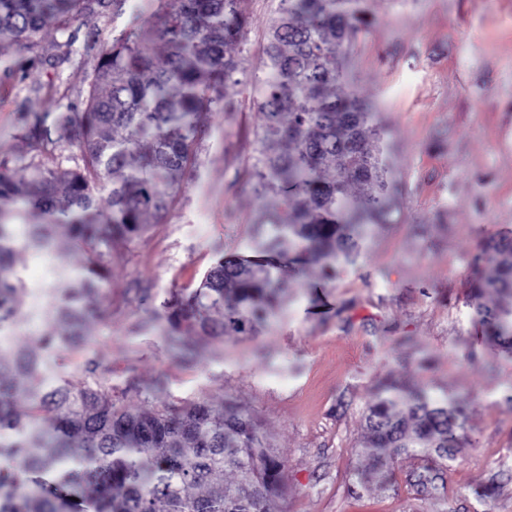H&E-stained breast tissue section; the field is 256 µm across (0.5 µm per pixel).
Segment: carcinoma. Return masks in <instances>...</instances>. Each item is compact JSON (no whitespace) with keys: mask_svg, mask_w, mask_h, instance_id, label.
<instances>
[{"mask_svg":"<svg viewBox=\"0 0 512 512\" xmlns=\"http://www.w3.org/2000/svg\"><path fill=\"white\" fill-rule=\"evenodd\" d=\"M157 24L112 39L88 74L81 112L25 117L38 154L0 161V335L18 327L34 292L21 252L82 249L79 269L58 266L38 347L0 346V512H270L288 490V467L258 420L232 399L128 409L112 370L89 359L81 377L56 376L54 356L88 341L118 241L165 213L195 159L204 112L236 105L223 89L239 72L248 26L242 0H150ZM88 0H0V47L30 50L50 18L85 16ZM361 0H279L257 97L262 123L252 177L264 220L249 261L219 256L195 288L171 292L163 333L222 339L254 332L286 300L267 257L306 265L354 262L390 207L387 132L353 93L336 96L338 61L362 21ZM162 41L166 53L156 54ZM75 150L66 167L55 154ZM363 189L358 199L348 188ZM108 192V208L99 194ZM478 296L512 299V236L484 249ZM490 336L512 350V304L476 305ZM467 417L427 390L386 387L368 406L360 480L387 477L388 456L454 459Z\"/></svg>","mask_w":512,"mask_h":512,"instance_id":"obj_1","label":"carcinoma"}]
</instances>
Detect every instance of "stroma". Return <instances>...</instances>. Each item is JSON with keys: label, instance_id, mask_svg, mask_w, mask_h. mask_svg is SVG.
Here are the masks:
<instances>
[{"label": "stroma", "instance_id": "obj_1", "mask_svg": "<svg viewBox=\"0 0 512 512\" xmlns=\"http://www.w3.org/2000/svg\"><path fill=\"white\" fill-rule=\"evenodd\" d=\"M278 0H244V70L213 106L196 162L169 212L116 243L104 315L79 350L55 358L78 375L101 357L126 406L230 398L252 413L288 464V492L271 512H512V355L483 332L472 284L485 242L512 232V0H364L337 92L372 102L393 147L398 193L389 224L335 278L290 261L277 271L287 304L256 336L194 341L173 359L161 333L171 290L196 286L218 253L249 255L260 215L250 165L261 124L253 100ZM146 0L92 5L86 19L48 21L31 51L0 48V150L29 149L27 114L82 111L84 75ZM79 248L28 252L29 285L76 267ZM46 300L29 295L6 346H35ZM165 379L163 392L149 388ZM394 380L460 402L467 430L453 461L417 484L418 456L396 459L387 483H358L364 416Z\"/></svg>", "mask_w": 512, "mask_h": 512}]
</instances>
